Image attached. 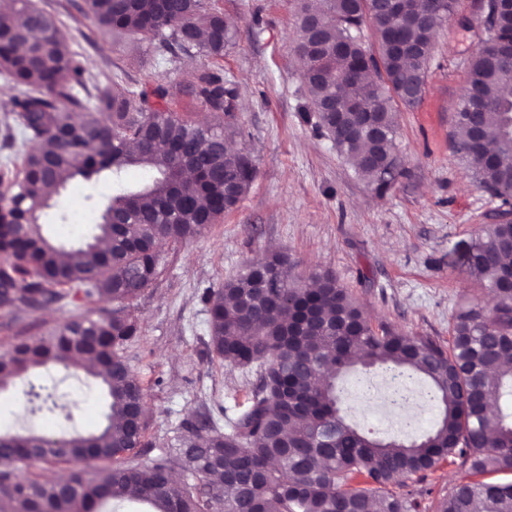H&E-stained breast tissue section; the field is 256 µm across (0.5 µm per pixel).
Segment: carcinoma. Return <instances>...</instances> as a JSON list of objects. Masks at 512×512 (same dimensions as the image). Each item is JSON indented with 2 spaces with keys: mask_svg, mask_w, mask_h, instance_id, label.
<instances>
[{
  "mask_svg": "<svg viewBox=\"0 0 512 512\" xmlns=\"http://www.w3.org/2000/svg\"><path fill=\"white\" fill-rule=\"evenodd\" d=\"M0 15V72L13 84L20 134L4 123L5 142L29 143L20 175L0 177V309L36 308L70 292L112 304L93 319L71 318L47 337L21 339L0 354V389L38 367L82 369L107 397L98 433L55 438L0 434V512H99L102 502L140 501L154 512H418L403 479L458 458L471 474L512 473V221L489 224L471 257L472 273L496 304L460 311L448 346L389 327L375 331L359 305L329 272L315 288L298 286L288 256L273 253L206 292L210 345L225 364L260 362L249 404L224 416L183 422L177 446L147 463L123 454L142 445L145 393L125 350L140 335L125 315L161 271L160 246L187 243L248 192L247 153L227 151L236 135L235 90L217 75L194 74L188 87L220 125L201 126L147 92L98 83L95 111L84 69L59 37L53 17L34 0H14ZM106 34L129 33L161 53L197 51L218 60L233 31L209 0H85ZM455 0H400L394 14L372 12L369 0H323L314 26L299 4L298 39L312 46L315 71L303 77L319 120L343 155L379 192L402 171L397 163L393 103L422 99L433 36ZM369 24L377 47L366 45ZM38 29L39 36L23 40ZM371 91L355 112L336 116L320 105L369 76ZM512 58L482 49L469 60L456 120L455 149L502 205L512 204ZM141 171L128 185L124 172ZM112 175L115 194L97 233L70 250L44 236L40 219L53 207L46 187ZM122 223H112V213ZM111 242L104 251L100 242ZM378 367L396 377L418 374L441 407L434 428L411 443L386 440L348 423L339 380ZM32 459L80 466L65 486L19 474ZM375 486L353 485L357 480ZM398 490H393V487ZM437 512H512V480L462 481Z\"/></svg>",
  "mask_w": 512,
  "mask_h": 512,
  "instance_id": "cac0c4a2",
  "label": "carcinoma"
}]
</instances>
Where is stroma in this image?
Masks as SVG:
<instances>
[{
  "label": "stroma",
  "mask_w": 512,
  "mask_h": 512,
  "mask_svg": "<svg viewBox=\"0 0 512 512\" xmlns=\"http://www.w3.org/2000/svg\"><path fill=\"white\" fill-rule=\"evenodd\" d=\"M81 61L87 76L122 88L182 84L170 105L182 118L217 123L216 113L184 86L189 74H221L237 89L236 147L248 152L256 178L247 194L193 241L165 244L162 271L131 305L141 334L127 349L146 394L147 429L140 461L171 447L180 424L197 412L243 411L256 373L224 364L210 346L203 296L252 261L287 254L300 284L332 273L355 298L372 326L447 343L457 313L491 300L469 269V256L485 225L499 223L500 202L480 184L475 166L453 149L456 112L468 81V62L480 47L481 18L474 0H456L437 29L425 93L413 107L396 104L394 119L403 173L385 191L355 171L337 151L302 82L297 0H215L234 40L222 59L201 54L160 56L153 45L127 34H103L84 15V0H35ZM99 302H59L36 310H0V352L20 337L39 338L75 316L97 317ZM404 408L389 402L382 370L348 372L342 409L359 429L386 439L412 440L439 417L423 378L407 381ZM54 403L40 406L33 389ZM104 398L95 378L47 367L0 390V430L55 436L96 432ZM461 463L440 462L406 484L418 493L419 512H436L458 480Z\"/></svg>",
  "instance_id": "obj_1"
}]
</instances>
